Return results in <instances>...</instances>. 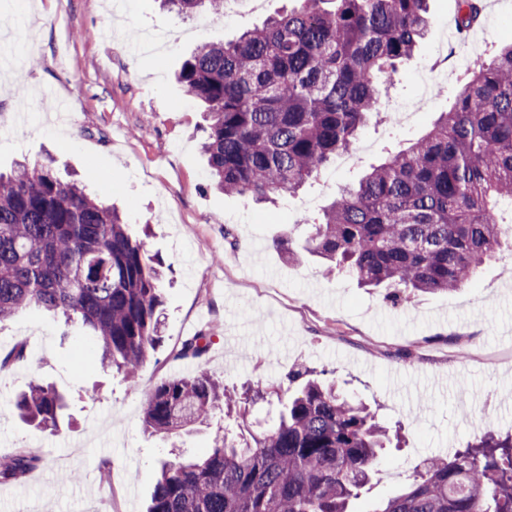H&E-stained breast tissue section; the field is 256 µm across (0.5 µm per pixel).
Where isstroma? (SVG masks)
Returning <instances> with one entry per match:
<instances>
[{
  "label": "stroma",
  "instance_id": "obj_1",
  "mask_svg": "<svg viewBox=\"0 0 512 512\" xmlns=\"http://www.w3.org/2000/svg\"><path fill=\"white\" fill-rule=\"evenodd\" d=\"M288 4L265 0L254 11L237 0L226 15L184 18L156 0H0V169L53 158L60 178L82 180L132 230L150 225L147 248L165 263L162 341L133 379L100 368L80 323L28 309L0 324V355L27 347L23 363L0 371V457L32 448L43 459L22 480L0 483V512H145L160 462L205 456L214 429L149 434L144 400L159 382L200 370L240 392L285 385L303 363L399 428L400 445L383 453L359 512L405 488L424 460L448 458L488 431L512 433V254L467 287L398 305L387 289L326 275L313 259L287 264L273 244L287 224L303 242V219L450 110L465 68L512 40V0H484L462 64L448 38L455 0H430L428 36L360 130L356 163L328 164L294 196L257 204L210 187L203 112L174 73L198 44L235 38ZM439 57L431 106L390 124L392 107L416 94L419 65ZM52 94L68 111H50ZM204 329L213 340L203 359H179L182 342ZM32 382L65 395L67 426L55 432L17 417L15 397ZM462 393L489 402L494 419L460 404Z\"/></svg>",
  "mask_w": 512,
  "mask_h": 512
}]
</instances>
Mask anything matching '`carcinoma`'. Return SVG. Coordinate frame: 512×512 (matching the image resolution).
Listing matches in <instances>:
<instances>
[{
  "label": "carcinoma",
  "mask_w": 512,
  "mask_h": 512,
  "mask_svg": "<svg viewBox=\"0 0 512 512\" xmlns=\"http://www.w3.org/2000/svg\"><path fill=\"white\" fill-rule=\"evenodd\" d=\"M225 2L161 0L185 16L222 14ZM299 2L236 40L201 43L177 72L205 106L208 173L226 195L273 203L350 150L429 28L428 0ZM481 16L482 0H457L459 29ZM502 199L512 201V42L467 74L423 138L339 191L310 225L305 250L327 273L391 288L396 300L453 291L509 244ZM276 245L286 262L299 260L291 227ZM163 278L119 213L51 164L0 172V322L30 308L77 320L102 364L133 377L162 340ZM210 340L206 331L188 337L177 357L201 358ZM25 359L19 343L0 356V370ZM287 381L263 431L238 420L235 431L217 428L205 457L162 463L148 512H356L390 429L303 364ZM237 403L205 372L164 380L144 403L143 426L169 437ZM15 408L60 429L63 398L52 385L29 384ZM41 463L28 448L0 458V482ZM373 512H512V436L487 433L449 461L427 460Z\"/></svg>",
  "instance_id": "obj_1"
}]
</instances>
